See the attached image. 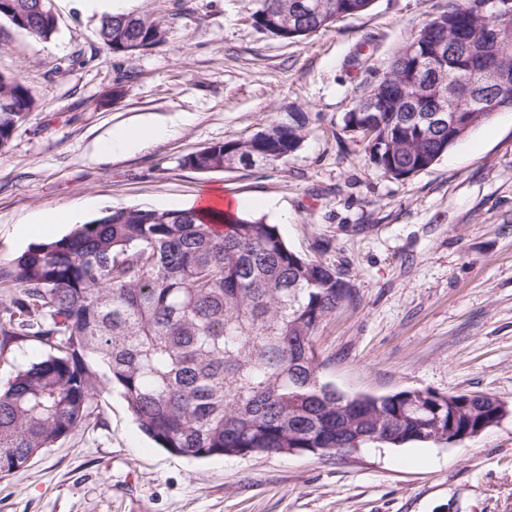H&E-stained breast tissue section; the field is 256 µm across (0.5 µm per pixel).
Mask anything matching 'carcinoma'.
Segmentation results:
<instances>
[{
  "label": "carcinoma",
  "instance_id": "obj_1",
  "mask_svg": "<svg viewBox=\"0 0 512 512\" xmlns=\"http://www.w3.org/2000/svg\"><path fill=\"white\" fill-rule=\"evenodd\" d=\"M256 27L305 38L366 11L373 0H257ZM498 0H446L384 73L372 124L349 132L366 142L370 164L404 181L427 169L482 121L459 132L429 121L440 102L424 88L402 87L441 70L456 84L455 111L484 91V119L512 108L481 86L488 66L512 70V11ZM288 17V28L275 21ZM0 18L39 38L57 19L39 0H0ZM160 19L105 16L99 39L114 55L130 40L158 46ZM443 48L442 57L435 56ZM0 152L36 107L16 78L0 74ZM307 113L285 112L244 139L187 155L184 166L222 171L273 166L296 152ZM0 356L34 341L45 354L0 383V474L17 472L78 432L106 392L117 391L138 428L158 447L186 459L304 455L308 448L346 454L358 448L432 444L429 436L474 434L509 414L491 394L403 390L348 395L322 378L314 339L353 300L349 282L301 257L278 228L223 208L107 209L66 236L0 260Z\"/></svg>",
  "mask_w": 512,
  "mask_h": 512
}]
</instances>
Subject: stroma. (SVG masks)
Here are the masks:
<instances>
[{
    "instance_id": "obj_1",
    "label": "stroma",
    "mask_w": 512,
    "mask_h": 512,
    "mask_svg": "<svg viewBox=\"0 0 512 512\" xmlns=\"http://www.w3.org/2000/svg\"><path fill=\"white\" fill-rule=\"evenodd\" d=\"M445 0H374L298 41L252 23L256 0H120L161 19L166 42L103 49L98 12L52 0L56 33L0 19V73L36 100L0 152V259L60 238L108 208H180L222 191L277 225L303 257L340 271L355 298L315 338L346 394L487 393L512 404V109L398 182L346 132L356 100ZM307 112L301 148L270 167L202 173L185 156ZM167 136L116 148L118 131ZM98 420L0 477V512H512V414L448 447L350 455L189 460L157 448L118 393Z\"/></svg>"
}]
</instances>
